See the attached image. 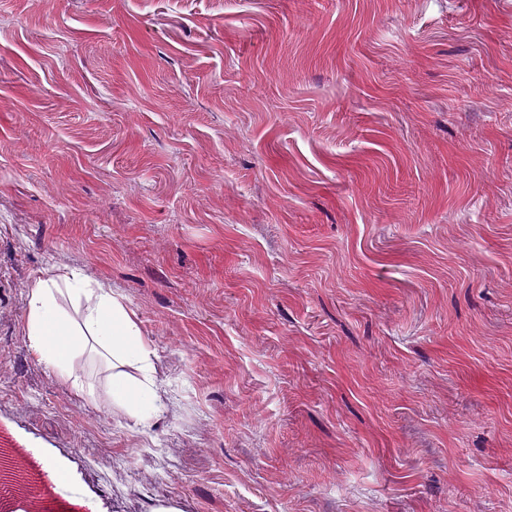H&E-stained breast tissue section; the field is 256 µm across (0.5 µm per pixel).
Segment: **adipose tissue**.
Listing matches in <instances>:
<instances>
[{
  "mask_svg": "<svg viewBox=\"0 0 512 512\" xmlns=\"http://www.w3.org/2000/svg\"><path fill=\"white\" fill-rule=\"evenodd\" d=\"M27 340L34 357L52 368L79 396L93 387L80 377L78 362L98 360L106 373L105 395L141 422L159 412L155 367L135 315L112 293L74 272L37 279L29 288ZM141 371L131 377L128 367Z\"/></svg>",
  "mask_w": 512,
  "mask_h": 512,
  "instance_id": "1",
  "label": "adipose tissue"
}]
</instances>
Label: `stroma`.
<instances>
[{"instance_id": "obj_1", "label": "stroma", "mask_w": 512, "mask_h": 512, "mask_svg": "<svg viewBox=\"0 0 512 512\" xmlns=\"http://www.w3.org/2000/svg\"><path fill=\"white\" fill-rule=\"evenodd\" d=\"M72 270L149 425L28 347ZM0 434L47 512H512V0H0ZM64 286L62 288L61 286ZM67 297L73 313L60 303ZM27 340L34 357L52 368L78 396L93 395L76 363L98 360L106 373V400L125 408L143 423L160 413L155 391V367L135 314L103 286L91 284L75 272L39 278L27 301ZM136 366L143 378H132Z\"/></svg>"}]
</instances>
